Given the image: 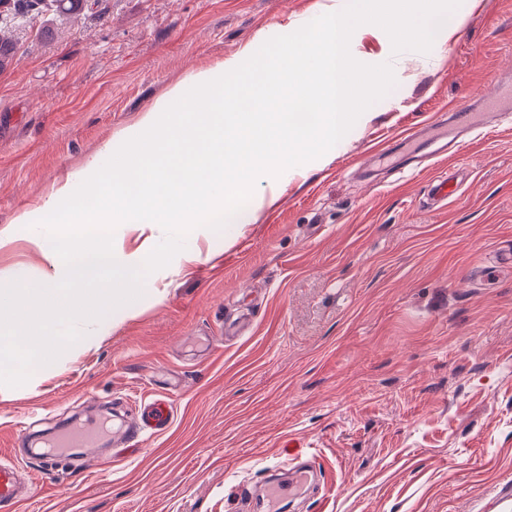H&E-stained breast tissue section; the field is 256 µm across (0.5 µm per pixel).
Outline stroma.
<instances>
[{"mask_svg": "<svg viewBox=\"0 0 512 512\" xmlns=\"http://www.w3.org/2000/svg\"><path fill=\"white\" fill-rule=\"evenodd\" d=\"M348 0H100L71 26L12 30L0 72V273L51 265L18 219L64 188L176 85ZM461 29L393 53L377 26L350 51L396 84L318 159L256 183V219L199 227L137 300L81 323L83 338L23 386H0V462L31 414L132 417L166 399L172 423L111 462L25 471L20 512H232L240 485L320 470L275 512H500L512 485V117L458 135L449 158L366 170L371 147L512 74V0H462ZM460 184L428 197L439 168ZM156 224H122L139 255ZM214 344L207 353L206 344Z\"/></svg>", "mask_w": 512, "mask_h": 512, "instance_id": "35a3bbf8", "label": "stroma"}]
</instances>
